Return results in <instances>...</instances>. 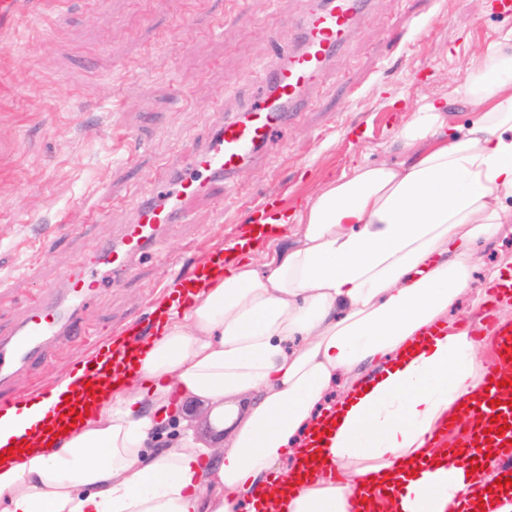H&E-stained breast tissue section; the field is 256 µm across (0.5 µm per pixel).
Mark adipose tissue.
Returning a JSON list of instances; mask_svg holds the SVG:
<instances>
[{
    "label": "adipose tissue",
    "mask_w": 512,
    "mask_h": 512,
    "mask_svg": "<svg viewBox=\"0 0 512 512\" xmlns=\"http://www.w3.org/2000/svg\"><path fill=\"white\" fill-rule=\"evenodd\" d=\"M459 92L466 124L423 99L398 128L402 162L357 163L271 217L272 233L227 242L120 377L85 360L88 413L69 431L44 439L78 383L68 371L0 411V512H352L362 489L374 512H456L490 487L478 512H512L498 455L471 472L436 445L463 424L491 344L447 317L465 297L480 310L475 247L512 223V30L470 61ZM177 395L218 413L250 405L224 447L185 430L162 446L157 420ZM315 440L336 476L297 479Z\"/></svg>",
    "instance_id": "ef3b65f1"
}]
</instances>
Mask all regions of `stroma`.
Returning <instances> with one entry per match:
<instances>
[{"mask_svg":"<svg viewBox=\"0 0 512 512\" xmlns=\"http://www.w3.org/2000/svg\"><path fill=\"white\" fill-rule=\"evenodd\" d=\"M300 10V0H44L38 20L0 34V336L44 295L64 294L67 272L133 220L139 198L165 186L224 113L257 95ZM509 29L491 0H371L357 38L263 162L192 201L158 256L95 297L91 334L145 320L170 282L244 230L267 192L287 210L354 162L400 161L397 129L416 102L447 97L464 123L466 64ZM89 353L80 337L61 344L16 371L9 395L37 397ZM180 405L201 444L228 441L211 406Z\"/></svg>","mask_w":512,"mask_h":512,"instance_id":"obj_1","label":"stroma"}]
</instances>
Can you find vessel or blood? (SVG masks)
I'll list each match as a JSON object with an SVG mask.
<instances>
[{"instance_id":"obj_1","label":"vessel or blood","mask_w":512,"mask_h":512,"mask_svg":"<svg viewBox=\"0 0 512 512\" xmlns=\"http://www.w3.org/2000/svg\"><path fill=\"white\" fill-rule=\"evenodd\" d=\"M369 0H310L297 20L300 31L281 57L265 70L261 91L243 110L225 118L184 167L175 169L168 188L142 199L136 219L120 237L103 246L96 259L68 272L67 297H50L33 306L7 337H0V383L18 368L41 362L56 343L80 335V319L103 287L123 279L135 260L156 256L170 225L184 223L188 201L231 181L257 162L275 134L300 111L306 88L328 69L337 53L359 33ZM38 7L36 0H0V33L12 29ZM487 333L495 348L482 390L470 402L473 421L460 434L454 453L472 461L480 449L499 448L501 478L512 479V329L499 327L492 311L512 298V272L486 290ZM503 431L492 430L493 422Z\"/></svg>"}]
</instances>
